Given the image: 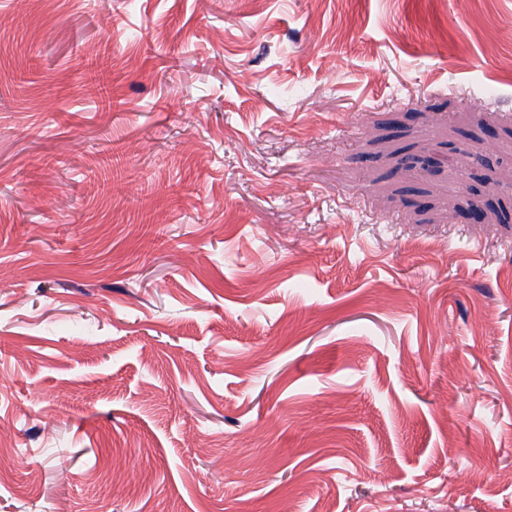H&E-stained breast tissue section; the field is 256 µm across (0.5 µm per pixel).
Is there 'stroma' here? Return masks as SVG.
I'll return each instance as SVG.
<instances>
[{"instance_id":"35a3bbf8","label":"stroma","mask_w":512,"mask_h":512,"mask_svg":"<svg viewBox=\"0 0 512 512\" xmlns=\"http://www.w3.org/2000/svg\"><path fill=\"white\" fill-rule=\"evenodd\" d=\"M0 431V512H512V0H0Z\"/></svg>"}]
</instances>
